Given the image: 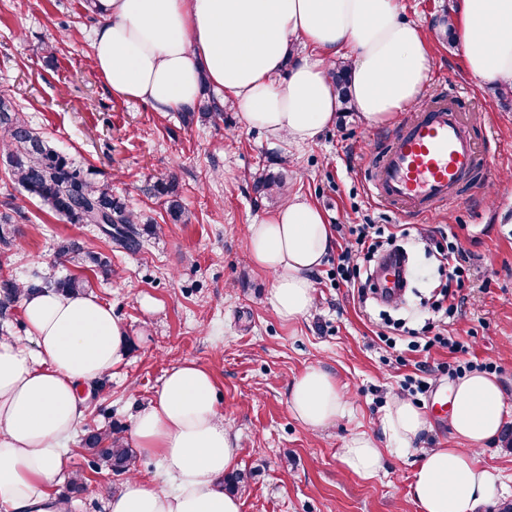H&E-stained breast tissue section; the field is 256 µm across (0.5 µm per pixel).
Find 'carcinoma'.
Instances as JSON below:
<instances>
[{"label":"carcinoma","mask_w":512,"mask_h":512,"mask_svg":"<svg viewBox=\"0 0 512 512\" xmlns=\"http://www.w3.org/2000/svg\"><path fill=\"white\" fill-rule=\"evenodd\" d=\"M336 88L342 111L351 112L353 107L347 92L344 69H338ZM224 107L211 98L199 102L198 113L183 116L189 124L194 116L207 118L221 115ZM0 158L8 166L12 176L31 196L39 199L51 211L61 215L71 224H101L103 232L118 247L135 252L142 246L141 233L137 228L138 217L118 196L112 194V185L100 181L95 174L84 170L66 155L43 140L19 112L13 98L0 92ZM285 187L281 174L266 173L257 180L256 188L266 195ZM154 191L168 197L167 213L175 223H187L185 212L175 189L171 175H163L155 181ZM67 261L75 265L90 263L102 270L108 269V261L84 251L76 243L63 247ZM21 287L8 279L0 281V320L10 318L9 309L18 301ZM89 458L86 467L96 472L103 468L121 476L131 471L135 456L122 436V428L110 424L91 432L85 439Z\"/></svg>","instance_id":"obj_1"}]
</instances>
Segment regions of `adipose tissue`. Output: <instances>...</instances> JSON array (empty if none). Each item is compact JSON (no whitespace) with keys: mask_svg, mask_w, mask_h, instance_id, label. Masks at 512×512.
Here are the masks:
<instances>
[{"mask_svg":"<svg viewBox=\"0 0 512 512\" xmlns=\"http://www.w3.org/2000/svg\"><path fill=\"white\" fill-rule=\"evenodd\" d=\"M99 22L92 61L114 96L156 112L191 111L203 85L223 91L243 120L295 147L336 122L332 77L344 63L361 119L384 125L417 103L427 79L428 40L400 18L399 0H92ZM468 74L512 85V0H458L450 16ZM305 55H298L296 45ZM335 241L322 212L295 195L248 227L247 257L272 273L269 302L292 323L314 304L312 276ZM28 338L0 336V512H69L59 486L66 441L86 418L84 389L127 352L126 330L91 294L42 286L24 290ZM450 441L419 455L410 495L420 512H476L503 483L476 453L504 429V393L474 370L449 390ZM293 415L318 432L351 412L329 371L312 366L289 393ZM382 438L345 439L339 462L362 478L378 475L385 453L406 454L429 427L412 401L393 398ZM140 456L155 459L164 487L132 474L108 512H241L226 493L236 449L215 398L211 373L187 361L169 370L129 432Z\"/></svg>","mask_w":512,"mask_h":512,"instance_id":"1","label":"adipose tissue"}]
</instances>
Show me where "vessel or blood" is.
I'll use <instances>...</instances> for the list:
<instances>
[{"label": "vessel or blood", "mask_w": 512, "mask_h": 512, "mask_svg": "<svg viewBox=\"0 0 512 512\" xmlns=\"http://www.w3.org/2000/svg\"><path fill=\"white\" fill-rule=\"evenodd\" d=\"M480 163L470 126L454 101L442 96L388 142L367 188L372 199L423 216L454 205L455 188Z\"/></svg>", "instance_id": "1"}]
</instances>
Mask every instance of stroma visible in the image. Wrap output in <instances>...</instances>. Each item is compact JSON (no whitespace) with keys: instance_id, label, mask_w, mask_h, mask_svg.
I'll use <instances>...</instances> for the list:
<instances>
[{"instance_id":"35a3bbf8","label":"stroma","mask_w":512,"mask_h":512,"mask_svg":"<svg viewBox=\"0 0 512 512\" xmlns=\"http://www.w3.org/2000/svg\"><path fill=\"white\" fill-rule=\"evenodd\" d=\"M405 19L430 37L428 78L417 110L442 89L457 92L484 153V165L464 181L459 202L424 218L367 194L369 170L406 123L371 126L344 112L316 143L298 149L248 126L235 105L222 117L186 126L178 113H159L112 95L96 71L91 41L96 18L87 0H0V91H8L32 128L99 180L146 225L140 251L116 248L96 224H70L48 211L0 163V215L12 218L15 244L0 276L21 284L79 278L112 308L128 335L125 357L88 402L85 427L66 442L71 481L87 452L91 425L130 430L171 368L192 360L212 374L218 405L236 437L239 471L254 476L242 488V512H419L409 494L415 453L385 454L377 477L342 468L338 452L355 431L381 436L379 420L392 397H408L409 381L427 385L419 408L430 427L423 447L447 444L449 387L445 365L493 364L506 396L512 431V101L478 85L459 45L436 25L456 0H400ZM282 173L283 194L266 199L254 177ZM174 173L190 223L170 220L154 178ZM301 195L328 224L404 225L424 232L409 252L410 311L397 303L360 300L332 274L335 256L314 273V306L286 323L269 303L271 273L245 258L247 227ZM447 233L469 270L452 316L431 309L448 281L428 236ZM109 257V271L59 259L70 243ZM434 318L448 345L410 351V330ZM397 335L396 348L384 336ZM335 375L353 413L319 432L292 414L288 394L308 367ZM71 512H107L102 485L110 471H83Z\"/></svg>"}]
</instances>
